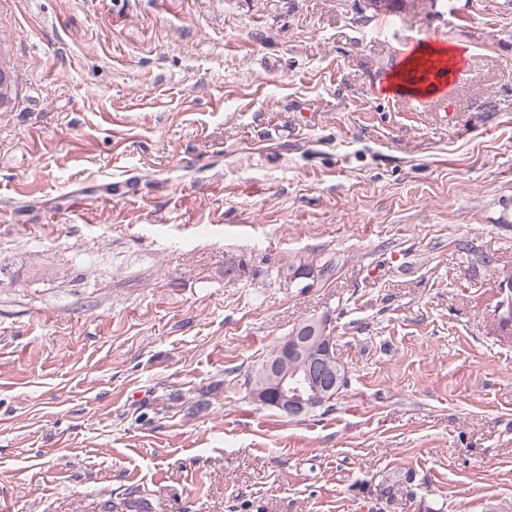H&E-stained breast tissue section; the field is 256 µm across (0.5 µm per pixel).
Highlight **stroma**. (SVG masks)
Returning a JSON list of instances; mask_svg holds the SVG:
<instances>
[{"label": "stroma", "mask_w": 512, "mask_h": 512, "mask_svg": "<svg viewBox=\"0 0 512 512\" xmlns=\"http://www.w3.org/2000/svg\"><path fill=\"white\" fill-rule=\"evenodd\" d=\"M0 42V512L512 507V0H0ZM423 42L469 50L439 107L384 90ZM323 316L332 409L254 403ZM355 5L358 2L359 6L356 8L357 13H361L363 15L360 16V19L369 22L372 19L380 18L381 16H386L387 13L400 12L402 10H406V8H411L415 5V0H385V6L382 12H377L374 5L377 3V0H362V1H354ZM360 2L363 4L361 5ZM366 12H369L370 15H366Z\"/></svg>", "instance_id": "stroma-1"}]
</instances>
